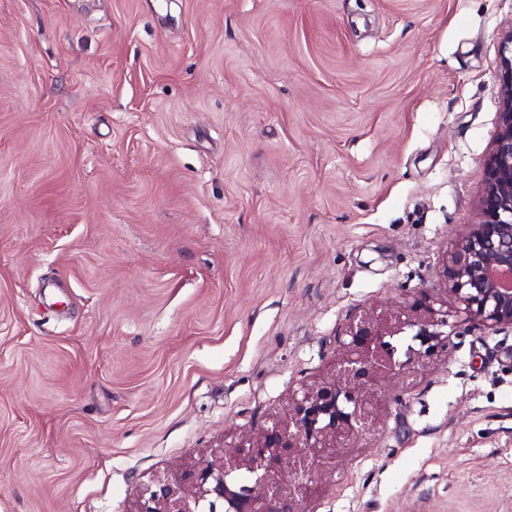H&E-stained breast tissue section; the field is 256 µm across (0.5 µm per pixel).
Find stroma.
<instances>
[{
    "mask_svg": "<svg viewBox=\"0 0 512 512\" xmlns=\"http://www.w3.org/2000/svg\"><path fill=\"white\" fill-rule=\"evenodd\" d=\"M512 0H0V512H132L256 436L362 311L446 297ZM302 512H512L472 328Z\"/></svg>",
    "mask_w": 512,
    "mask_h": 512,
    "instance_id": "stroma-1",
    "label": "stroma"
}]
</instances>
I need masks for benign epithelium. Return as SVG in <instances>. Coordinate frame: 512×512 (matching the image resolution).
Here are the masks:
<instances>
[{
  "instance_id": "benign-epithelium-1",
  "label": "benign epithelium",
  "mask_w": 512,
  "mask_h": 512,
  "mask_svg": "<svg viewBox=\"0 0 512 512\" xmlns=\"http://www.w3.org/2000/svg\"><path fill=\"white\" fill-rule=\"evenodd\" d=\"M503 105L479 202V222L443 258L448 301L426 293L409 305L353 317L338 337L331 378L302 384L288 417L274 418L233 455L214 453L179 474L140 487L133 512H301L320 469L374 430L383 398L375 386L411 378L448 352L469 325L512 330V32L502 44ZM253 475L240 483V471ZM288 471L284 484L279 473Z\"/></svg>"
}]
</instances>
